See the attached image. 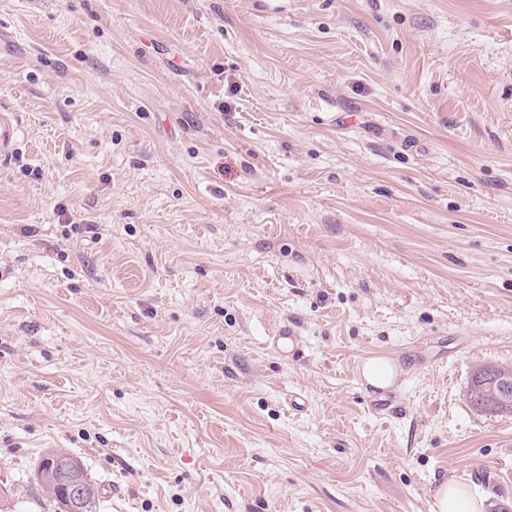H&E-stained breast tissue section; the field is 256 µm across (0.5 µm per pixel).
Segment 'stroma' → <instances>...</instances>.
Segmentation results:
<instances>
[{
    "label": "stroma",
    "instance_id": "35a3bbf8",
    "mask_svg": "<svg viewBox=\"0 0 512 512\" xmlns=\"http://www.w3.org/2000/svg\"><path fill=\"white\" fill-rule=\"evenodd\" d=\"M0 115L14 512L512 500V0H0ZM362 376L366 383L376 388H387L395 379V371L391 362L384 357H371L362 367ZM483 397L501 413H512V368L482 367L478 371ZM40 486L63 487L64 495L59 498L58 491L41 487L51 502L58 503L59 512H84L86 503L95 494L86 512H98L100 495L94 481L87 477L79 460L64 451H56L44 457L37 465L33 477ZM95 486V487H94ZM483 501L469 486L452 478L435 491L437 512H482Z\"/></svg>",
    "mask_w": 512,
    "mask_h": 512
}]
</instances>
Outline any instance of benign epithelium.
Listing matches in <instances>:
<instances>
[{"label":"benign epithelium","instance_id":"7a95c632","mask_svg":"<svg viewBox=\"0 0 512 512\" xmlns=\"http://www.w3.org/2000/svg\"><path fill=\"white\" fill-rule=\"evenodd\" d=\"M483 397L498 410L512 413V368L482 367L478 371ZM34 481L41 486L64 488L59 498V512H85L86 503L95 494L79 460L64 451L43 458L34 471Z\"/></svg>","mask_w":512,"mask_h":512}]
</instances>
